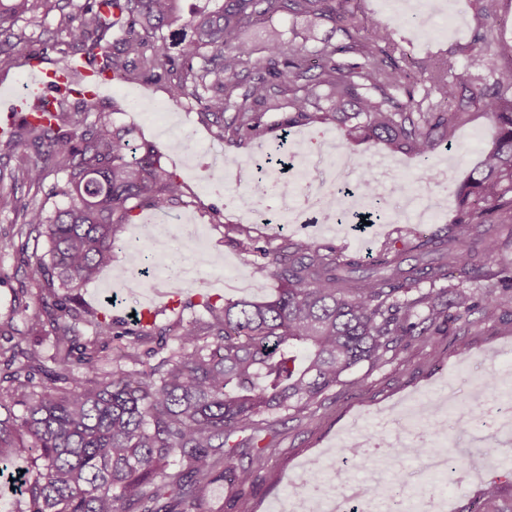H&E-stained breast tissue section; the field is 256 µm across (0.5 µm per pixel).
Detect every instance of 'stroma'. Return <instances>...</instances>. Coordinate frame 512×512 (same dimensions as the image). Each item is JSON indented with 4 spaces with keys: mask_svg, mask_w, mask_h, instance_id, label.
I'll use <instances>...</instances> for the list:
<instances>
[{
    "mask_svg": "<svg viewBox=\"0 0 512 512\" xmlns=\"http://www.w3.org/2000/svg\"><path fill=\"white\" fill-rule=\"evenodd\" d=\"M457 12V27L453 32L420 37L418 22L390 13L383 0H351L359 14L394 27L399 46L394 59L408 57L420 60L429 55L461 59L465 48L478 29L494 34L493 63L504 66L512 62V0H499L495 11L482 15L478 0H453ZM27 39L12 59L0 63V91L22 90L28 81L26 59L43 53L48 65L62 64L56 52H43L44 43L67 40L66 30L59 27L58 12L47 15H26L19 22ZM98 107L106 112L110 123L130 130L132 143L148 141L153 144L166 167L183 182L185 194L167 213L151 210L139 212L132 223L120 230L122 238L134 237L144 224L161 227L162 243L153 253L165 267L195 264L196 279L179 295L178 304H168L165 294L171 281L155 275L140 276V264L135 254L115 250L112 265L104 269L98 280L82 288L80 294L86 305L107 312L114 326H127L134 313L140 312L148 296H155V323L163 328L177 318L203 316L206 299L257 301L273 299L279 283L272 278H259L253 273L254 254L245 252L229 233L228 225L248 226L258 246L274 248L283 237L309 239L331 244L348 254H355L365 263H372L380 247L391 241L404 243L415 234H429L453 221L457 210L456 197H449L448 207L432 224L399 223L396 211L408 208L419 193L432 188L423 167L408 154L393 152L384 145L362 142L352 151L362 160L350 170L347 178L356 183L377 173L376 163L384 159L392 163L396 179L409 188L407 196L399 197L384 190L383 203L387 217L364 230H353L346 224H255L246 214L250 201L248 189L254 180L256 167L266 158H279L299 152L319 171H326L328 162L320 151L327 140L343 143L335 127L310 123L287 128L284 119L287 109L266 112L262 134L248 136L235 143L220 140L200 121L198 109L192 102H173L166 86L159 82H125L114 80ZM492 129L483 113L475 112L468 123L456 128L454 139L461 143L460 151L442 149L434 157L436 170L450 169L449 190L466 179L479 158L481 147L490 141ZM16 216L11 210H0V322L13 321L25 329L22 305L36 306L35 294L19 296L18 291L27 278L30 265L42 258L46 242L41 238H23L17 233ZM116 267L125 268L126 279L112 276ZM113 303H106V296ZM512 358V294L502 296L497 318L484 320L474 313L470 325L449 324L441 335L426 344H413L397 356L375 367L360 366L346 376L343 384L333 387L318 404L302 412L261 415L259 423L272 425L266 436L272 452L267 464L257 472L249 488L237 492L230 487L216 488L210 497L212 508L232 501L230 512H270L271 507L286 494L299 491L300 482L312 460L335 457L337 467L355 479H362L361 458L345 455V446L370 439L378 432V417L411 412L419 405L445 399L459 407L471 409L476 418L474 429L492 434L491 413L497 403L512 396V384H499L496 392L486 393L475 400L473 387L485 378L497 376L507 359ZM496 456H482L470 445L469 435L460 434L455 425H448L445 434L435 435L431 421L422 419L408 425L404 447L395 454L383 472L409 473L420 465L411 454L415 445H447L449 450L468 449L471 471L462 474L460 481L448 478H426L421 486L422 497L447 494V512H476L482 505L483 491L489 482L500 486L499 507L512 506V440L500 437Z\"/></svg>",
    "mask_w": 512,
    "mask_h": 512,
    "instance_id": "1",
    "label": "stroma"
}]
</instances>
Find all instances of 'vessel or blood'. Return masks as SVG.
<instances>
[{
  "label": "vessel or blood",
  "mask_w": 512,
  "mask_h": 512,
  "mask_svg": "<svg viewBox=\"0 0 512 512\" xmlns=\"http://www.w3.org/2000/svg\"><path fill=\"white\" fill-rule=\"evenodd\" d=\"M27 66V89L6 101L8 111H28L31 104L49 100L59 90L79 92L92 100L99 86L106 80L104 73L83 60H75L61 67H47L42 58L32 57L28 59Z\"/></svg>",
  "instance_id": "vessel-or-blood-1"
}]
</instances>
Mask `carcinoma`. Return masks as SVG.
<instances>
[{"instance_id":"cac0c4a2","label":"carcinoma","mask_w":512,"mask_h":512,"mask_svg":"<svg viewBox=\"0 0 512 512\" xmlns=\"http://www.w3.org/2000/svg\"><path fill=\"white\" fill-rule=\"evenodd\" d=\"M110 2V14L97 0L0 2V58L26 41L16 28L21 16L57 11L71 36L55 43L57 52L82 51L112 78L166 82L171 98L195 102L224 141L262 131L264 114L286 92V125H333L350 144L381 141L427 171L439 146L452 148L468 111L484 112L494 129L457 190L448 231L408 248L386 245L368 267L333 245L285 238L256 249L253 263L254 274L280 282L274 299H208L207 318L181 319L159 333L155 321L138 319L114 334L107 315L87 311L77 293L112 263L114 250L133 245L118 232L135 211H164L183 197L153 146H132L128 131L111 126L95 103L64 95L0 143L34 150L13 179L34 186L61 173L68 198L49 215L32 199L0 196V206L20 217V234L46 238L49 256L21 289L38 296L25 314L26 333L0 323V478L14 480L24 504L18 512H210L211 488H244L267 463L256 417L316 403L353 368L387 361L406 338L429 342L450 319L464 325L478 308L496 318L494 291L435 284L457 273L493 275L512 290V260L504 256L512 244V64L493 67L492 42L479 32L464 63L418 65L432 98L417 101L410 73L387 54L393 31L359 17L350 0ZM283 15L330 23L349 43L311 46L279 32L253 57L241 34ZM346 53L363 62L339 58ZM313 59L319 72L312 75ZM491 264L494 273L485 270ZM426 282L431 288H420ZM81 325L92 335L81 338ZM112 334H159L161 350L170 336L177 350L128 370L102 355L101 339ZM498 498V484H487L483 512H499Z\"/></svg>"}]
</instances>
